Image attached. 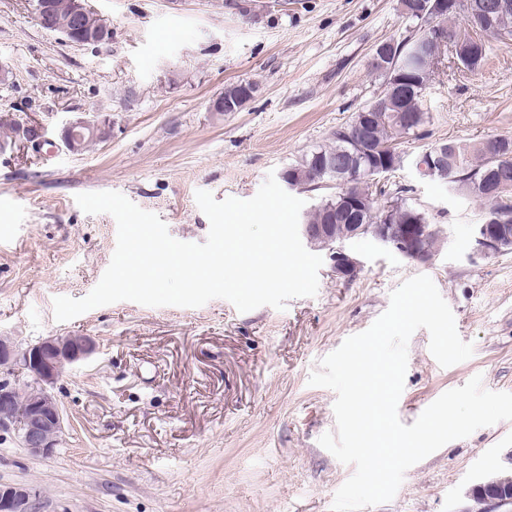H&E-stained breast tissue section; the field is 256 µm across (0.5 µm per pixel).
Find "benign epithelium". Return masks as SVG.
I'll use <instances>...</instances> for the list:
<instances>
[{
    "label": "benign epithelium",
    "mask_w": 512,
    "mask_h": 512,
    "mask_svg": "<svg viewBox=\"0 0 512 512\" xmlns=\"http://www.w3.org/2000/svg\"><path fill=\"white\" fill-rule=\"evenodd\" d=\"M508 0H489L485 3L481 25H467L468 34L450 36L441 27L431 29V34L414 42L406 54L405 64L417 68L421 62L432 54V45L436 42L451 49L454 58L470 59L475 46L484 43V38L495 36L507 40L512 36L502 31L497 24V17L511 8ZM59 0H37L35 18L46 30H54L56 15L60 12ZM456 0H401V13L417 14L428 17L443 18V13L453 11ZM110 31L109 26L97 13L76 0L74 9L68 18V32L72 33L71 42L79 45L97 43ZM398 51L395 44L386 41L376 47L371 57L372 64L381 69L391 68V61ZM373 114L360 112L353 122V133L358 141L369 138ZM110 135L109 123H90L82 120L72 124L65 139L68 148L77 152L88 140H105ZM449 144L439 146L435 155H427L426 161L418 164L420 171L431 178L441 177V168L448 161ZM317 164L336 170L337 182L347 187L354 179L368 178L373 183L383 185L391 174L385 165L373 162L368 166H359L344 158L336 162L332 158H318ZM504 207L499 213L478 225L474 236V251L479 256H489L512 252V202L503 201ZM438 232L432 225L416 224H357L350 234L353 239L369 238L377 244L391 249L402 257L416 262H428L433 252L426 246L427 236ZM300 234L308 244L315 248L326 249L332 260V270L336 276L349 278L361 269L362 262L344 243L336 242L329 224H302ZM96 350V342L90 336H57L45 339L24 350L16 348L13 343L0 336V368L10 372L16 368L25 370L31 382L19 387L16 382L5 377L0 380V431L15 432L26 448L35 456L47 457L56 448L63 432L64 419L55 396L50 388L61 376L64 368L83 360ZM19 396L27 402L28 412L24 425L19 427L15 420L3 412ZM475 492L482 494L487 501L501 508L512 507V480L495 478L476 486ZM37 491L24 483H0V512H34Z\"/></svg>",
    "instance_id": "7a95c632"
}]
</instances>
